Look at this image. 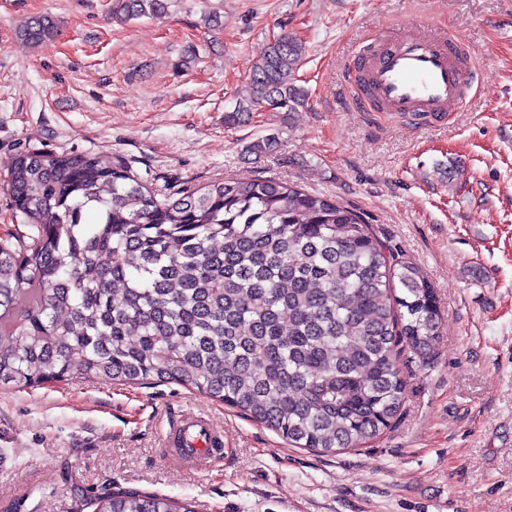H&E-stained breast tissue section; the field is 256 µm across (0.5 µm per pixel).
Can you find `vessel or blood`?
I'll use <instances>...</instances> for the list:
<instances>
[{
	"label": "vessel or blood",
	"instance_id": "1",
	"mask_svg": "<svg viewBox=\"0 0 512 512\" xmlns=\"http://www.w3.org/2000/svg\"><path fill=\"white\" fill-rule=\"evenodd\" d=\"M359 71L369 81L375 100L387 111L400 113L453 112L465 100L470 66L459 40L424 29L380 39L363 47L356 56ZM187 437L179 456L202 467L205 446L212 433L206 418L189 417L179 424Z\"/></svg>",
	"mask_w": 512,
	"mask_h": 512
}]
</instances>
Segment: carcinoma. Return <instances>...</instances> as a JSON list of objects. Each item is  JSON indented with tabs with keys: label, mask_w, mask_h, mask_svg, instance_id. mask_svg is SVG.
Segmentation results:
<instances>
[{
	"label": "carcinoma",
	"mask_w": 512,
	"mask_h": 512,
	"mask_svg": "<svg viewBox=\"0 0 512 512\" xmlns=\"http://www.w3.org/2000/svg\"><path fill=\"white\" fill-rule=\"evenodd\" d=\"M167 5L112 0V19ZM56 33L48 16L18 31L36 46ZM304 56L288 34L269 43L224 123L303 105ZM4 186L28 231L0 242L1 387L175 382L295 448L334 453L391 427L400 358L438 345L442 313L421 270L327 196L224 179L160 197L124 162L36 149L11 160ZM84 507L193 512L120 488Z\"/></svg>",
	"instance_id": "cac0c4a2"
}]
</instances>
